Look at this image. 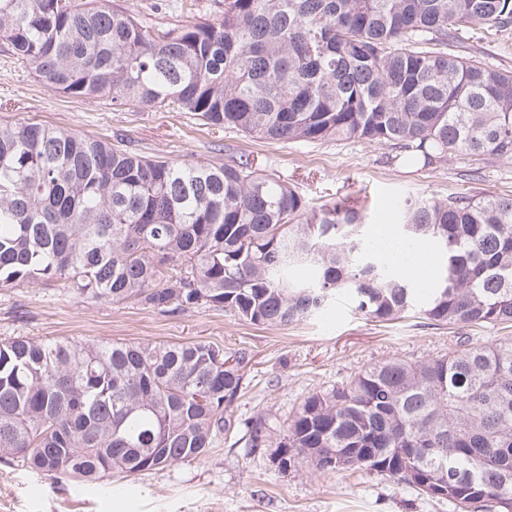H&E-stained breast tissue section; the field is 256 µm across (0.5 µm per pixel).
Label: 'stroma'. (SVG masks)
Instances as JSON below:
<instances>
[{"mask_svg": "<svg viewBox=\"0 0 512 512\" xmlns=\"http://www.w3.org/2000/svg\"><path fill=\"white\" fill-rule=\"evenodd\" d=\"M147 27L213 23L224 0H193L191 10L166 0H114ZM26 120L63 127L123 149L170 160L225 163L247 155L293 183L313 204L358 196L369 224L397 221L404 199L511 195L512 163L468 178L458 154L432 167L393 164V150L364 140L275 143L234 129L214 131L171 107L118 108L110 98L73 99L38 80L0 42V123ZM78 338L114 343L202 341L245 350L243 389L227 408L232 423L203 457L145 475L96 483L63 481L20 457H0V512H454L388 477L363 471L325 474L302 465L280 471L274 451L304 400L346 384L371 365L447 354L460 340L512 338L504 325L437 326L417 313L378 322L345 295L320 315L283 327L254 325L214 307L163 313L138 301L93 302L52 280L0 288V340ZM267 425L266 447L247 446L248 425Z\"/></svg>", "mask_w": 512, "mask_h": 512, "instance_id": "obj_1", "label": "stroma"}]
</instances>
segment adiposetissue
Segmentation results:
<instances>
[{
    "label": "adipose tissue",
    "mask_w": 512,
    "mask_h": 512,
    "mask_svg": "<svg viewBox=\"0 0 512 512\" xmlns=\"http://www.w3.org/2000/svg\"><path fill=\"white\" fill-rule=\"evenodd\" d=\"M373 243L378 260L396 275L407 277L425 272L431 266L429 244L421 240L406 241L394 233L391 225H376Z\"/></svg>",
    "instance_id": "adipose-tissue-1"
}]
</instances>
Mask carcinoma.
Returning a JSON list of instances; mask_svg holds the SVG:
<instances>
[{
  "mask_svg": "<svg viewBox=\"0 0 512 512\" xmlns=\"http://www.w3.org/2000/svg\"><path fill=\"white\" fill-rule=\"evenodd\" d=\"M512 33V0H224L151 30L112 0H0V40L68 96L173 106L260 141L364 140L472 173L512 161V71L448 52ZM364 205H315L254 161L147 157L71 130L0 125V288L56 279L93 301L222 308L288 326L336 295L379 321L512 325V198L405 200L401 236L441 255L423 290L380 263ZM248 354L209 343L0 341V452L70 480L205 456ZM267 442L265 423L248 445ZM290 467L386 475L457 512H512V339L376 364L307 397Z\"/></svg>",
  "mask_w": 512,
  "mask_h": 512,
  "instance_id": "carcinoma-1",
  "label": "carcinoma"
}]
</instances>
